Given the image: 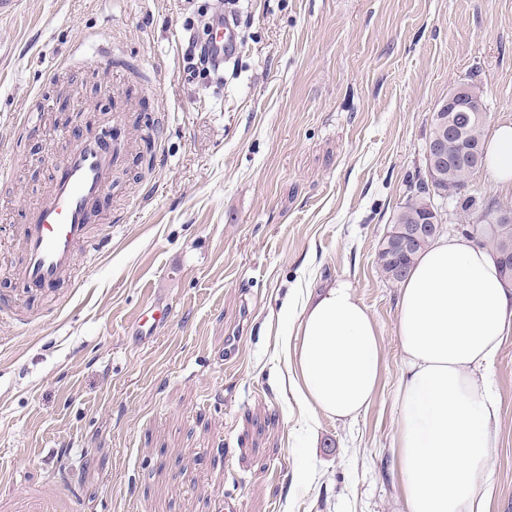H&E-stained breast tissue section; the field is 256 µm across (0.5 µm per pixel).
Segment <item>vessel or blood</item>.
Returning a JSON list of instances; mask_svg holds the SVG:
<instances>
[{
    "label": "vessel or blood",
    "mask_w": 512,
    "mask_h": 512,
    "mask_svg": "<svg viewBox=\"0 0 512 512\" xmlns=\"http://www.w3.org/2000/svg\"><path fill=\"white\" fill-rule=\"evenodd\" d=\"M238 49L235 27L224 23L214 44L218 60L234 57ZM131 147L128 141L85 134L69 149L48 200L23 228L19 274L27 284L52 288L70 277L89 236L88 207L107 189L113 168L126 160ZM75 492L72 483L66 482L25 496L21 512H71Z\"/></svg>",
    "instance_id": "obj_1"
}]
</instances>
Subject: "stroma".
Segmentation results:
<instances>
[{
    "label": "stroma",
    "instance_id": "stroma-1",
    "mask_svg": "<svg viewBox=\"0 0 512 512\" xmlns=\"http://www.w3.org/2000/svg\"><path fill=\"white\" fill-rule=\"evenodd\" d=\"M224 0H17L0 15V512L69 479L78 512H401L391 450L399 288L381 242L425 169L431 115L474 81L512 121V0H244L234 66L189 80L181 46ZM109 42L118 66L96 61ZM113 128L118 166L79 287H27L19 236L69 148L59 106ZM350 283L385 369L351 422L304 410L282 305ZM169 318L133 334L146 305ZM489 512H512V338Z\"/></svg>",
    "mask_w": 512,
    "mask_h": 512
}]
</instances>
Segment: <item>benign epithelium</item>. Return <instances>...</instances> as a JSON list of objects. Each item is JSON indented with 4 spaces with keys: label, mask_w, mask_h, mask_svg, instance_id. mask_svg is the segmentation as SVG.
<instances>
[{
    "label": "benign epithelium",
    "mask_w": 512,
    "mask_h": 512,
    "mask_svg": "<svg viewBox=\"0 0 512 512\" xmlns=\"http://www.w3.org/2000/svg\"><path fill=\"white\" fill-rule=\"evenodd\" d=\"M435 118L434 133L426 141L425 158L429 168L442 171L467 157V128L485 120L486 113L470 87L459 84L448 92V98L435 112ZM448 195L449 192L440 189L426 191L418 200V216L414 222L397 225L385 247L381 248V252L393 261L392 274L399 276L405 272L404 262L394 261V252L407 255L418 239H436L443 232Z\"/></svg>",
    "instance_id": "obj_1"
}]
</instances>
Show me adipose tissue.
Here are the masks:
<instances>
[{"mask_svg":"<svg viewBox=\"0 0 512 512\" xmlns=\"http://www.w3.org/2000/svg\"><path fill=\"white\" fill-rule=\"evenodd\" d=\"M485 162L512 183V122L491 130ZM511 334L512 288L487 247L438 238L401 282L391 448L403 512H488L501 413L490 370ZM282 344L303 406L342 421L369 406L383 347L349 283L307 300Z\"/></svg>","mask_w":512,"mask_h":512,"instance_id":"obj_1","label":"adipose tissue"}]
</instances>
